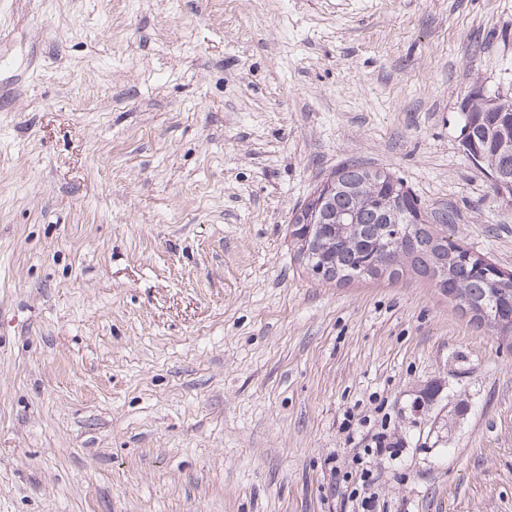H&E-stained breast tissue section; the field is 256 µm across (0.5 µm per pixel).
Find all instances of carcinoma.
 Segmentation results:
<instances>
[{"label": "carcinoma", "mask_w": 512, "mask_h": 512, "mask_svg": "<svg viewBox=\"0 0 512 512\" xmlns=\"http://www.w3.org/2000/svg\"><path fill=\"white\" fill-rule=\"evenodd\" d=\"M466 98L473 103L468 113L474 125L477 146L486 170L494 169L512 175V151L500 152L494 140L495 130L512 111V98L499 90H486L480 86L472 89ZM334 177L344 185L331 200L336 215L350 218L362 225V246L336 248L334 269L320 275L316 267L328 264L324 257L315 260L309 268L311 274L321 281L347 282L360 279H376L382 276L398 277L406 271L431 279L446 294L458 309L473 313L471 321L481 324L478 312L495 303L512 306V273L502 277L500 267L485 256L442 237V242H432L429 229L407 240L408 255L402 265L387 269L388 245L395 235L406 232L408 226L425 224L423 211H399L392 223L384 222L381 211L387 205L391 188L405 190L403 182L384 170L373 169L353 162L339 168Z\"/></svg>", "instance_id": "obj_1"}]
</instances>
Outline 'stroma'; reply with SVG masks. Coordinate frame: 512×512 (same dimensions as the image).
Wrapping results in <instances>:
<instances>
[{"instance_id":"stroma-1","label":"stroma","mask_w":512,"mask_h":512,"mask_svg":"<svg viewBox=\"0 0 512 512\" xmlns=\"http://www.w3.org/2000/svg\"><path fill=\"white\" fill-rule=\"evenodd\" d=\"M480 85L512 0H0V512H512V353L290 237L357 160L512 271Z\"/></svg>"}]
</instances>
